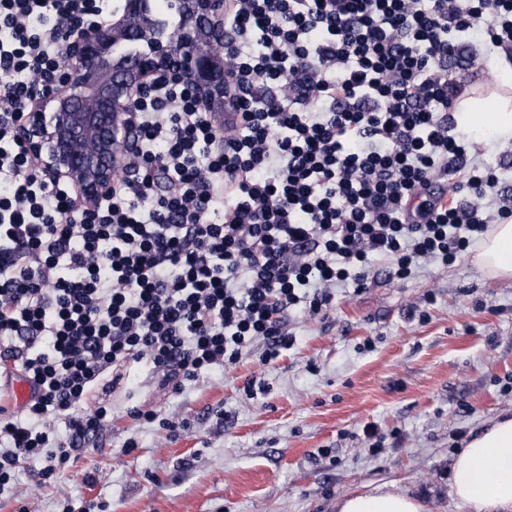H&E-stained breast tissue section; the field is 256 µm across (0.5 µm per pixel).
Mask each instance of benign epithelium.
Masks as SVG:
<instances>
[{
    "label": "benign epithelium",
    "mask_w": 512,
    "mask_h": 512,
    "mask_svg": "<svg viewBox=\"0 0 512 512\" xmlns=\"http://www.w3.org/2000/svg\"><path fill=\"white\" fill-rule=\"evenodd\" d=\"M225 0H121L112 18L71 46L69 77L34 106L20 129L40 167L70 183L77 204L109 193L134 146L140 94L172 65L198 93L201 109L222 113Z\"/></svg>",
    "instance_id": "obj_1"
}]
</instances>
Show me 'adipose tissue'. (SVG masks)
Returning <instances> with one entry per match:
<instances>
[{
	"label": "adipose tissue",
	"mask_w": 512,
	"mask_h": 512,
	"mask_svg": "<svg viewBox=\"0 0 512 512\" xmlns=\"http://www.w3.org/2000/svg\"><path fill=\"white\" fill-rule=\"evenodd\" d=\"M456 118L475 134L512 133V101L463 96ZM474 261L491 276L512 279V220L492 225L473 248ZM453 496L469 512H512V418L473 435L452 463ZM336 512H426L408 492L383 484L346 495Z\"/></svg>",
	"instance_id": "1"
}]
</instances>
